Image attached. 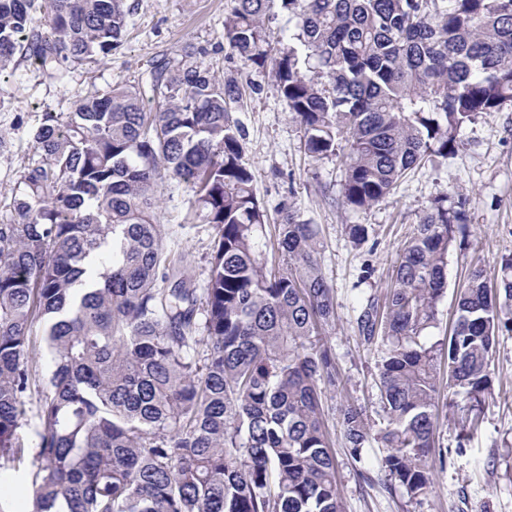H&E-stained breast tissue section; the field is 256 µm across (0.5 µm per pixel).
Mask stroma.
Masks as SVG:
<instances>
[{
    "label": "stroma",
    "instance_id": "1",
    "mask_svg": "<svg viewBox=\"0 0 512 512\" xmlns=\"http://www.w3.org/2000/svg\"><path fill=\"white\" fill-rule=\"evenodd\" d=\"M131 9L121 44L101 63L44 72L15 56L0 72V223L8 221L20 192L24 169L34 162L33 133L44 113L69 111L93 90L149 81L155 64L172 60L182 47L205 51V66L218 75L238 77L244 104L235 117L244 128V165L253 190L269 216L262 239L270 266L285 268L274 249V224L287 203L301 220L314 224L321 246L322 272L334 290L336 319L326 342L341 385L325 390L321 405L333 440L336 483L344 512H512V334L500 336L493 354L491 392L485 399L480 432L457 455L459 427L440 392L434 452L448 458L436 470L426 494L411 497L391 481L379 447L354 460L337 424L341 405L354 400L379 421L377 363L380 347H365L356 327L363 299L382 294L392 283L397 253L418 217L438 197L466 198L470 233L448 256V287L437 305V319L425 335L427 344L445 348L456 318L455 294L471 266L496 277L504 256L512 255V109L484 113L458 133L460 146L411 173L392 195L367 210L353 211L339 202L344 160L315 158L304 149L302 132L288 112L271 74L243 68L224 39L226 0H126ZM155 215L166 242L183 253L196 287H205L214 231L195 214V196L179 180H158ZM366 225L375 247L355 245L347 227ZM370 278H362L364 266Z\"/></svg>",
    "mask_w": 512,
    "mask_h": 512
}]
</instances>
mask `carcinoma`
Masks as SVG:
<instances>
[{"label":"carcinoma","instance_id":"carcinoma-1","mask_svg":"<svg viewBox=\"0 0 512 512\" xmlns=\"http://www.w3.org/2000/svg\"><path fill=\"white\" fill-rule=\"evenodd\" d=\"M229 2L231 54L273 76L310 155L345 157L352 210L512 104V0H279L297 24L274 43L271 0ZM128 16L124 0H0V71L20 50L47 72L103 60ZM201 53L188 45L155 68L154 112L144 90L115 85L44 113L34 133L39 159L0 224V466L23 461L26 393L49 372L28 512H343L321 410L337 377L317 233L283 206L277 244L292 268L267 267L268 217L231 116L244 89ZM162 169L191 187L215 232L201 290L154 214ZM446 202L419 216L394 283L357 317L364 343L384 346L383 428L373 434L355 405L339 417L353 457L379 439L411 496L433 482L441 361L424 332L467 233V201ZM455 302L447 384L468 439L484 421L496 339L512 332V257L495 283L473 267Z\"/></svg>","mask_w":512,"mask_h":512}]
</instances>
